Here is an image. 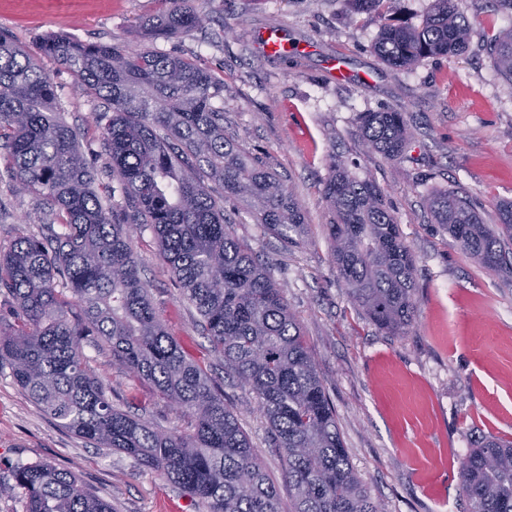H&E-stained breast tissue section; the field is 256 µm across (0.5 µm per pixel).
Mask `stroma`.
<instances>
[{
  "label": "stroma",
  "instance_id": "35a3bbf8",
  "mask_svg": "<svg viewBox=\"0 0 512 512\" xmlns=\"http://www.w3.org/2000/svg\"><path fill=\"white\" fill-rule=\"evenodd\" d=\"M472 24L465 53L427 58L408 69L387 66L372 50L377 19L347 0H208L207 20L191 33L151 38L149 19L166 0H0V30L35 47L46 36L111 43L193 61L224 84V134L260 157L300 200L305 232L286 244L253 221L239 199L224 203L236 234L267 263L300 323L317 372L336 408L350 462L381 512H466L459 465L476 441L512 440V285L474 263L440 225L426 197L462 188L485 223L512 200V84L493 67L486 45L512 17L492 0H457ZM280 29L300 53L265 55L256 35ZM63 120L76 129L100 182L109 157L93 120L103 105L77 89L75 76L42 57ZM405 113L413 142L401 163L358 156L361 173L381 188L405 244L417 259L416 317L388 336L347 298L331 260L323 183L333 153L353 148L362 112ZM34 196L16 192L0 150V246L37 233ZM153 306L193 360L211 364L263 470L278 489L282 512L291 493L285 465L253 394L224 371L180 299L151 231L134 235ZM89 368L109 384L117 407L188 433L192 419L112 366L108 346L85 347ZM49 463L73 469L115 512H206L183 491L133 458L92 448L40 412L9 372H0V483L15 466Z\"/></svg>",
  "mask_w": 512,
  "mask_h": 512
}]
</instances>
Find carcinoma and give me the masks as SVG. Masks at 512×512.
<instances>
[{
  "label": "carcinoma",
  "instance_id": "obj_1",
  "mask_svg": "<svg viewBox=\"0 0 512 512\" xmlns=\"http://www.w3.org/2000/svg\"><path fill=\"white\" fill-rule=\"evenodd\" d=\"M168 2L150 35L188 33L204 20L201 0ZM349 2L376 15L373 50L396 69L468 47L471 24L456 0H432L414 26L398 23L400 0ZM487 51L512 83V28L500 30ZM38 52L107 104L95 121L117 186L101 194L77 132L58 115L51 78L0 31V149L18 185L53 207L39 234L0 249V295L15 304L13 321L0 324V370L60 426L132 457L207 512H280L278 491L223 389L187 358L152 306L133 248L135 226L148 227L180 296L224 356V370L255 394L286 463L292 512H380L350 463L287 300L224 217V199L241 197L255 223L288 242L306 224L277 174L224 137L217 103L224 84L188 59L158 52L69 38L48 40ZM358 133L359 148L393 163L411 142L403 112H362ZM323 192L332 263L349 301L379 330L405 334L416 312V260L381 189L336 153ZM428 208L477 264L512 283V201L499 204L496 224L484 223L458 188L429 196ZM85 343L106 344L113 365L194 418L193 432L166 430L114 406L110 388L87 368ZM459 475L469 512H512V442L482 440ZM4 491L22 498L24 512H114L75 472L48 463L16 466Z\"/></svg>",
  "mask_w": 512,
  "mask_h": 512
}]
</instances>
